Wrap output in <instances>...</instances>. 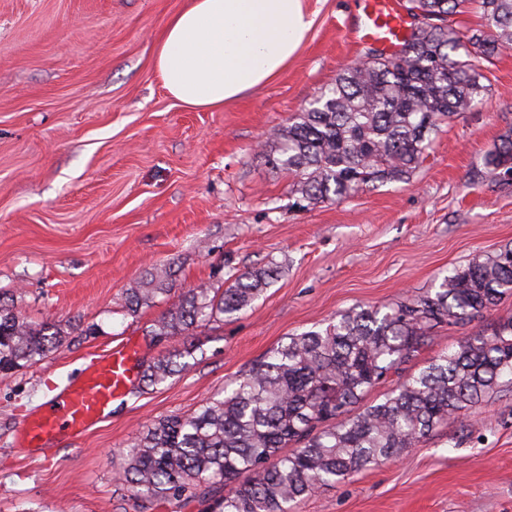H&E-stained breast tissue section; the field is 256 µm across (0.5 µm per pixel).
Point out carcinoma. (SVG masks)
Segmentation results:
<instances>
[{
	"instance_id": "cac0c4a2",
	"label": "carcinoma",
	"mask_w": 512,
	"mask_h": 512,
	"mask_svg": "<svg viewBox=\"0 0 512 512\" xmlns=\"http://www.w3.org/2000/svg\"><path fill=\"white\" fill-rule=\"evenodd\" d=\"M471 4L482 23L465 29L453 16ZM416 17L398 55L369 46L288 125L274 131L272 164L291 177L301 208L350 198L369 184L408 182L428 156L430 135L483 105V69L512 44V0H406ZM486 168L512 175V130L493 143ZM272 263L238 275L220 291L182 289L179 305L151 328V342L184 339L251 307L270 286ZM126 294L136 312L168 285ZM512 297V247L477 256L443 276L433 292L387 311L358 306L288 338L224 397L192 416L171 415L143 429L123 452L118 481L148 512L158 502L208 503L205 512H292L323 486L393 460L435 428L461 422L490 392L512 382V319L461 338L418 373L397 381L384 399L356 405L429 344L439 326L484 317ZM56 325L36 327L0 302V375L57 351ZM190 346L147 365L156 388L189 367Z\"/></svg>"
}]
</instances>
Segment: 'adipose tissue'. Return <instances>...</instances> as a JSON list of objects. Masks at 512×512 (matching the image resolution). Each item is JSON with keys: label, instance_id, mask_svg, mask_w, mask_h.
Here are the masks:
<instances>
[{"label": "adipose tissue", "instance_id": "1", "mask_svg": "<svg viewBox=\"0 0 512 512\" xmlns=\"http://www.w3.org/2000/svg\"><path fill=\"white\" fill-rule=\"evenodd\" d=\"M313 24L305 0H188L162 28L156 69L184 108H219L284 71Z\"/></svg>", "mask_w": 512, "mask_h": 512}]
</instances>
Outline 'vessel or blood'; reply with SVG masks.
Instances as JSON below:
<instances>
[{
	"label": "vessel or blood",
	"mask_w": 512,
	"mask_h": 512,
	"mask_svg": "<svg viewBox=\"0 0 512 512\" xmlns=\"http://www.w3.org/2000/svg\"><path fill=\"white\" fill-rule=\"evenodd\" d=\"M361 15L352 28L359 44L374 43L398 53L409 35V20L400 0H359ZM142 354L128 344L116 345L90 362L81 378L67 385L48 409L24 420L19 441L49 448L66 436H78L106 418L113 402L130 393L141 372Z\"/></svg>",
	"instance_id": "vessel-or-blood-1"
}]
</instances>
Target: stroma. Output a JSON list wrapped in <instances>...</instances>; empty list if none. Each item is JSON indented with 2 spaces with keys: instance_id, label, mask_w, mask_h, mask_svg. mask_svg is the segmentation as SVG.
Returning a JSON list of instances; mask_svg holds the SVG:
<instances>
[{
  "instance_id": "1",
  "label": "stroma",
  "mask_w": 512,
  "mask_h": 512,
  "mask_svg": "<svg viewBox=\"0 0 512 512\" xmlns=\"http://www.w3.org/2000/svg\"><path fill=\"white\" fill-rule=\"evenodd\" d=\"M188 0H0V301L33 325H58L59 351L0 376V512H136L120 489L122 453L158 419L190 416L290 336L358 305L395 306L443 275L512 244V182L486 172L512 128V49L485 73L483 108L432 142L408 183L297 210L265 146L362 49L347 30L356 0H306L315 21L287 69L224 107L188 110L155 66L165 20ZM279 263L247 311L190 337V367L114 401L111 415L50 450L17 444L21 420L93 358L133 343L146 358L154 320L181 289ZM167 292L129 312L121 299L156 267ZM512 317V297L483 318L435 329L403 368L419 371L462 336ZM295 512H512V383Z\"/></svg>"
}]
</instances>
